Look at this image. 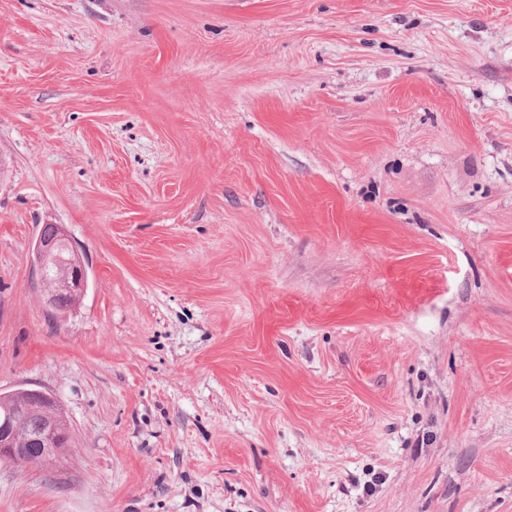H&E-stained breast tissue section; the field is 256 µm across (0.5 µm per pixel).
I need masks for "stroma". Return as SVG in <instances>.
Wrapping results in <instances>:
<instances>
[{
    "label": "stroma",
    "instance_id": "stroma-1",
    "mask_svg": "<svg viewBox=\"0 0 512 512\" xmlns=\"http://www.w3.org/2000/svg\"><path fill=\"white\" fill-rule=\"evenodd\" d=\"M17 389L0 512H512V0H0ZM51 234L40 229L35 243V262L40 272V288L43 303L50 310H57L68 300L77 301L82 297L88 285L87 270L77 253L70 245V239L60 224H52ZM51 227H46L45 232H50ZM69 247L71 255L61 259V250ZM50 266L57 267V275L50 278L47 270ZM35 399L48 403V408L42 417L39 428L25 437L22 446L17 443V432L9 420L0 425V461L14 465H27L31 463L52 464L60 460L71 448V434L68 426L62 423L55 409L54 398L43 391L24 389ZM22 394L21 390L5 393L0 398V420L8 410L19 406L27 407V414L23 419L26 430H30L43 414V403L35 401Z\"/></svg>",
    "mask_w": 512,
    "mask_h": 512
}]
</instances>
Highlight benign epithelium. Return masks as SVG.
<instances>
[{
    "label": "benign epithelium",
    "instance_id": "obj_1",
    "mask_svg": "<svg viewBox=\"0 0 512 512\" xmlns=\"http://www.w3.org/2000/svg\"><path fill=\"white\" fill-rule=\"evenodd\" d=\"M50 234L39 232L35 243V262L40 272V288L45 306L53 311L63 303L82 297L88 285L87 270L77 253L61 259V250L70 246V239L60 224L52 225ZM29 395L48 404L39 428L17 443V432L10 421L0 423V461L14 465L52 464L71 448V434L55 409L54 398L40 390Z\"/></svg>",
    "mask_w": 512,
    "mask_h": 512
}]
</instances>
